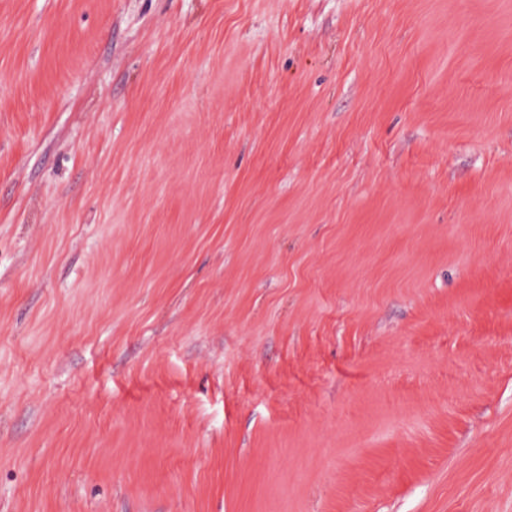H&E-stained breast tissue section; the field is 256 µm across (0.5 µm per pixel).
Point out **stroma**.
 <instances>
[{"mask_svg": "<svg viewBox=\"0 0 512 512\" xmlns=\"http://www.w3.org/2000/svg\"><path fill=\"white\" fill-rule=\"evenodd\" d=\"M0 512H512V0H0Z\"/></svg>", "mask_w": 512, "mask_h": 512, "instance_id": "1", "label": "stroma"}]
</instances>
